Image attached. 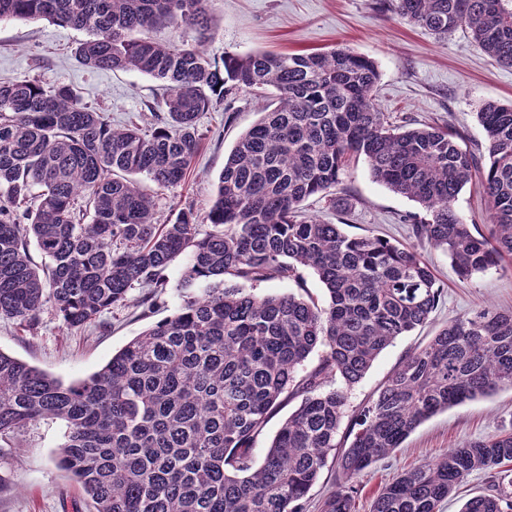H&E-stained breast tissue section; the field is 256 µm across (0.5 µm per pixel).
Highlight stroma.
Returning <instances> with one entry per match:
<instances>
[{
  "label": "stroma",
  "instance_id": "1",
  "mask_svg": "<svg viewBox=\"0 0 512 512\" xmlns=\"http://www.w3.org/2000/svg\"><path fill=\"white\" fill-rule=\"evenodd\" d=\"M389 4L390 0H212L213 34L208 41L198 42L191 28L161 29L153 37L161 42L202 44L207 56L218 61L228 51L299 53L346 45L376 62L383 111L423 123H449L463 132L468 148L484 144L476 114L485 102L512 100V66L495 63L465 32L435 38L399 18ZM86 37V32L45 20L0 22V81L70 85L83 103L104 112L116 127L163 110L166 92L159 81L136 71L83 67L74 51ZM268 103L267 97L239 90L201 113L198 123L205 138L186 181L152 190L157 223H169L186 205L199 209L208 205L225 156ZM342 188L354 200L351 212L328 211L322 201L311 198L304 204L307 213L343 224L351 235L372 233L409 241L403 216L418 211V204L375 182L364 160L351 161ZM425 254L442 288L438 305L425 326L398 337L379 355L349 390V408L365 403L400 360L425 345L448 320L484 305L512 309V274L492 269L463 281L441 251L429 248ZM187 263V257L181 256L169 266V286L156 294L149 317H142L139 295L134 292L126 306L110 310L100 324L82 330H66L49 310L33 333L0 320V351L64 383L84 379L175 311L180 302L176 285ZM511 425L512 390L436 414L419 425L402 448L365 471L355 500L357 512H369L374 496L401 472L465 440ZM63 430L61 421L42 420L21 434L19 447H0V512H72L70 505L80 492L53 463Z\"/></svg>",
  "mask_w": 512,
  "mask_h": 512
}]
</instances>
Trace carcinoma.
<instances>
[{
    "instance_id": "1",
    "label": "carcinoma",
    "mask_w": 512,
    "mask_h": 512,
    "mask_svg": "<svg viewBox=\"0 0 512 512\" xmlns=\"http://www.w3.org/2000/svg\"><path fill=\"white\" fill-rule=\"evenodd\" d=\"M208 2L0 0V21L87 32L75 49L87 69L137 71L170 90L150 128H114L68 85L0 82V319L33 331L50 308L62 326L81 329L135 289L145 291L146 316L155 289L167 286L164 271L189 255L173 315L87 378L66 385L0 352V444L14 445L41 419L64 421L55 464L91 512H305L331 458L340 479L321 512H355L364 471L423 421L512 389V311L487 305L449 321L375 398L347 410L348 389L439 301L425 248L446 253L463 280L512 270V101L477 112L484 162L446 124L391 121L378 103L375 62L347 46L226 51L218 64L198 46L149 36L188 26L208 38ZM390 6L440 39L464 30L512 66V0ZM269 89L274 108L224 160L206 209L188 205L156 223L154 196L136 176L159 188L184 182L203 139L200 113L231 90ZM357 158L376 182L419 204L404 218L412 242L349 236L304 210L317 197L348 212L339 186ZM474 180L489 204L483 226L455 209ZM302 268L324 286L326 305L243 286L298 280ZM296 392L300 405L256 464L255 439ZM511 463V429L466 440L386 484L370 512H441L476 471L489 475L488 488L460 512H512Z\"/></svg>"
}]
</instances>
